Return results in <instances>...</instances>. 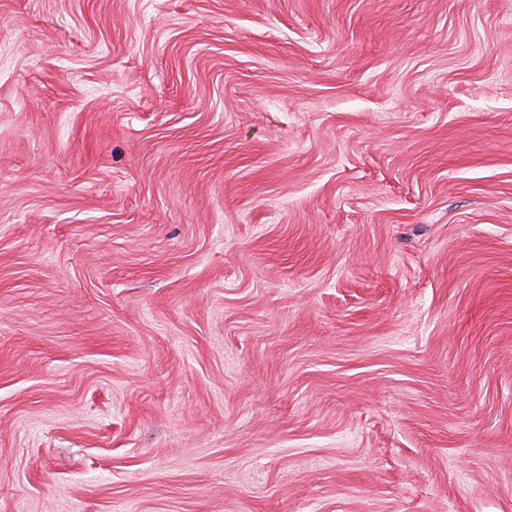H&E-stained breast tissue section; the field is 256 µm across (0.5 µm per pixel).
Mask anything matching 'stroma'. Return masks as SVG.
<instances>
[{
    "label": "stroma",
    "instance_id": "stroma-1",
    "mask_svg": "<svg viewBox=\"0 0 512 512\" xmlns=\"http://www.w3.org/2000/svg\"><path fill=\"white\" fill-rule=\"evenodd\" d=\"M0 512H512V0H0Z\"/></svg>",
    "mask_w": 512,
    "mask_h": 512
}]
</instances>
